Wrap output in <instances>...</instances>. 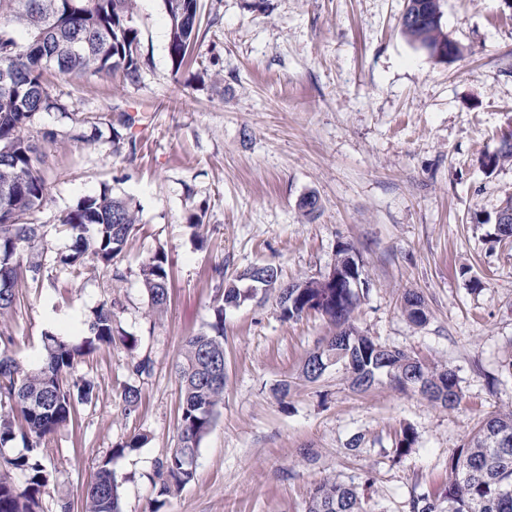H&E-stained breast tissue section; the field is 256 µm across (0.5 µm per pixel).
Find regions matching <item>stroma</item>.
<instances>
[{
  "instance_id": "35a3bbf8",
  "label": "stroma",
  "mask_w": 512,
  "mask_h": 512,
  "mask_svg": "<svg viewBox=\"0 0 512 512\" xmlns=\"http://www.w3.org/2000/svg\"><path fill=\"white\" fill-rule=\"evenodd\" d=\"M253 2L201 0L209 31L177 70L162 0H137L139 82L55 79L78 117L138 114L135 151H113L105 129L72 140V120L57 112L37 115L30 130L54 135L45 145L49 201L32 220L45 231L44 272L56 285L26 289L24 307L0 318V334L31 366L45 333L89 337L91 312L107 300L114 329L136 341L135 350L117 344L77 366L95 394L43 446L42 512H58L63 497L80 503L107 456L122 512H305L326 477L358 485L371 512H409L413 495L443 488L476 423L512 409V244L488 237L489 219L512 197V163L491 172L479 164L512 126V9L443 0V27L460 54L441 63L402 35L405 0ZM106 188L139 211L123 277L94 265L71 275L57 262L70 245L58 218ZM308 197L317 201L310 216L300 207ZM199 212L197 237L187 218ZM342 243L362 257L368 284L356 326L453 368L460 404L445 408L385 381L357 391L339 366L306 381L302 366L332 326L315 314L285 322L274 300H249L224 311V403L196 476L159 495L153 474L176 443L172 363L186 337L213 321L221 278L268 263L286 283L320 278ZM159 249L172 279L155 318L139 267ZM409 291L426 301L424 325L401 312ZM133 357L149 359L151 373L133 375ZM126 383L141 395L129 417ZM406 426L417 441L397 462L393 443ZM135 433L147 442L115 454Z\"/></svg>"
}]
</instances>
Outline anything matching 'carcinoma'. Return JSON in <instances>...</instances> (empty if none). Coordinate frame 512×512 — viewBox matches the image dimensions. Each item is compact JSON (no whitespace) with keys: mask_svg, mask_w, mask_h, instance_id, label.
I'll use <instances>...</instances> for the list:
<instances>
[{"mask_svg":"<svg viewBox=\"0 0 512 512\" xmlns=\"http://www.w3.org/2000/svg\"><path fill=\"white\" fill-rule=\"evenodd\" d=\"M168 17V49L175 68L187 64L202 28L199 0H163ZM422 11L430 20L413 26L401 23L404 36L413 44L439 58L438 44L448 39L443 32V0H407L405 12ZM136 0H0V73L6 72L8 86H0V148L10 152L0 156V317L24 304V288H43L54 282L43 278L44 244L41 225L29 221L34 211L48 200L43 174L46 155L29 135L36 116L42 112L70 115L68 106L54 93L56 76L108 77L117 72L136 83L144 58L136 25ZM23 26L25 36L15 37L9 24ZM51 59L50 66L39 60ZM79 126H107L110 143L118 152L128 146L135 155L133 129L140 122L136 114L120 112L102 115L99 121L72 118ZM496 169L512 161V145L485 155ZM62 231L70 238L68 253L58 262L78 275L93 262L123 277L118 262L130 236L137 230L138 215L132 204L108 191L87 196L60 219ZM352 248L336 250L334 272L321 279H306L284 285L279 270L265 265L262 279L250 280L242 288V273L224 278L222 292L213 307L214 320L208 330L189 336L177 357L179 383L177 446L159 462L155 476L158 493L168 496L193 481L200 447L210 432L218 408L224 401V310L254 297L253 290L277 294L280 319L290 321L314 313L325 318L335 331L328 342L317 346L302 367L309 382L323 374L322 365L333 359L344 363L350 383L356 389L372 385L379 375L402 392L418 391L429 401L445 408L456 406L461 390L455 371L447 366H429L403 350L388 348L364 334L354 324L353 314L360 295L347 287L351 274L364 276L354 262L349 272ZM139 275L148 297L149 315L159 316L167 307L170 262L158 250L142 262ZM402 312L407 319L423 325L428 319L424 299L408 292ZM112 304L100 303L89 321L91 336L72 343L52 332L43 336L44 356L39 365L28 367L11 354L10 337L0 336V448L21 439L25 453L6 463L26 477V487L18 491L6 476H0V512H40L49 475L41 462L43 442L67 426L76 406L94 395L92 381L72 378L75 366L95 352L112 347ZM123 411L137 412L139 390L129 384L120 394ZM416 443L412 428L396 439L397 459L409 455ZM111 458L99 462L82 505V512H121L120 482L110 467ZM447 503L425 495L410 501V512H512V410L484 418L468 442L452 457L448 484L441 494ZM306 512H368L357 485L324 478L311 488Z\"/></svg>","mask_w":512,"mask_h":512,"instance_id":"1","label":"carcinoma"}]
</instances>
